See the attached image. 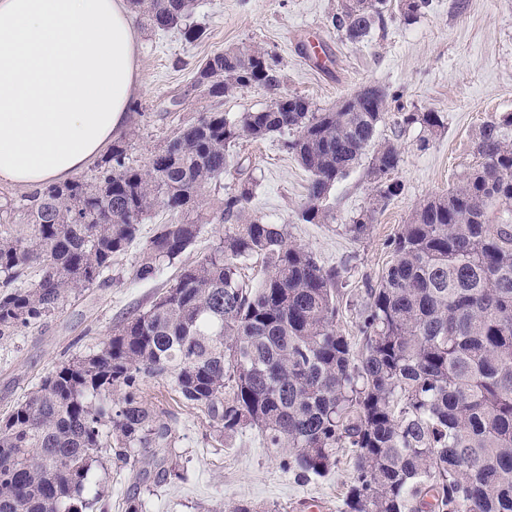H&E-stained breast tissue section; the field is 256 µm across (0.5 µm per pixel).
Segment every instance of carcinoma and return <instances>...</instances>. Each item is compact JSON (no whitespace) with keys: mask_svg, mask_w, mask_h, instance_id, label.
Listing matches in <instances>:
<instances>
[{"mask_svg":"<svg viewBox=\"0 0 512 512\" xmlns=\"http://www.w3.org/2000/svg\"><path fill=\"white\" fill-rule=\"evenodd\" d=\"M146 23L190 42L195 0H130ZM337 8L331 25L351 42L384 27L387 0ZM427 0H400L413 20ZM192 88L223 98L275 89L268 51L227 50L203 64ZM389 94L370 86L318 112L300 95L254 112H205L179 129L148 166L117 142L88 179L53 183L26 199L27 222L0 228V338L39 324L95 284L159 209L135 278L180 261L209 224L224 237L182 265L151 305L112 328L100 348L42 378L0 418V512H108L92 471L109 458L136 480H185L172 428L142 396L149 377L229 438L251 427L269 448L295 450L298 479L321 477L351 452L343 512H512V113L481 124L479 163L446 193L415 207L390 240L393 260L360 314L361 349L337 329L340 269L288 238L285 224L251 212L254 179L237 164L235 188L203 207L224 178L229 149L275 134L309 173L304 224H326L336 183L366 163L370 207L347 231L365 236L401 192L398 145L376 142ZM435 134L439 112H403L398 125ZM268 268L258 288L241 266Z\"/></svg>","mask_w":512,"mask_h":512,"instance_id":"obj_1","label":"carcinoma"}]
</instances>
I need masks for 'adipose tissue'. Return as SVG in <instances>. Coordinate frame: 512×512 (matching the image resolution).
Segmentation results:
<instances>
[{
  "instance_id": "ef3b65f1",
  "label": "adipose tissue",
  "mask_w": 512,
  "mask_h": 512,
  "mask_svg": "<svg viewBox=\"0 0 512 512\" xmlns=\"http://www.w3.org/2000/svg\"><path fill=\"white\" fill-rule=\"evenodd\" d=\"M126 0H0V185L81 172L143 76Z\"/></svg>"
}]
</instances>
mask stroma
Wrapping results in <instances>:
<instances>
[{
  "label": "stroma",
  "mask_w": 512,
  "mask_h": 512,
  "mask_svg": "<svg viewBox=\"0 0 512 512\" xmlns=\"http://www.w3.org/2000/svg\"><path fill=\"white\" fill-rule=\"evenodd\" d=\"M465 9H458V2ZM340 0H197L194 19L206 30L189 43L175 31L133 19L141 36L143 82L120 134L130 163L146 164L165 141L201 113L265 109L281 96L301 95L316 109L328 110L362 87L388 92L392 109L379 125V138H396L402 161L395 173L400 194L377 214L368 235L354 239L345 226L371 206L373 193L358 166L331 193V219L303 224L297 212L307 202L308 173L283 151L280 137L234 149L257 181L251 208L270 224L288 227L291 241L311 250L324 266L342 268L343 315L337 323L352 345H359V314L382 270L391 262L389 240L424 198L447 191L475 164L472 141L492 116L512 113V0H427L416 20L405 21L390 8L384 30L364 42L346 41L330 24ZM262 48L278 62L277 89L261 86L220 100L191 92L197 67L227 49ZM432 110L444 128L424 136L419 126L394 134L396 108ZM161 210L140 227L135 243L100 282L72 295L36 327L0 339V416L22 402L41 378L77 356L96 350L112 327L167 288L176 267L154 279L135 280L134 268L156 225L169 220ZM145 400L172 428V442L187 467L184 481L155 484L131 479L110 466L96 469L106 480L113 503L139 496L143 512H208L248 500L277 512H341L351 467L342 456L338 468L308 482L296 479L284 461L288 448L266 447L257 430L244 428L232 440L219 437L211 421L184 404L167 379L142 384Z\"/></svg>",
  "instance_id": "35a3bbf8"
}]
</instances>
